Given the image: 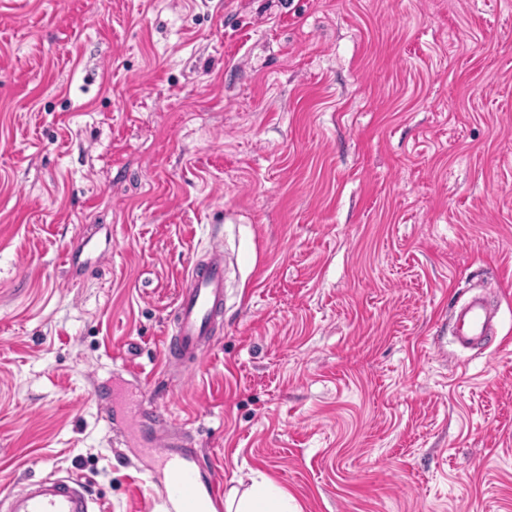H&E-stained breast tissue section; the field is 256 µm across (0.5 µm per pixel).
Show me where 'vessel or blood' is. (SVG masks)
<instances>
[{
  "mask_svg": "<svg viewBox=\"0 0 512 512\" xmlns=\"http://www.w3.org/2000/svg\"><path fill=\"white\" fill-rule=\"evenodd\" d=\"M226 260L222 247L188 269L187 284L171 314L172 332L163 345L165 361L190 370L208 350L217 324L224 317ZM498 303L475 297L453 312L455 340L461 346L487 343L496 336ZM183 433L164 427L149 434L148 454L165 470L162 506L165 512H222L223 500L208 488L200 469L176 456L185 447ZM0 512H96L85 482L69 475L47 474L0 497Z\"/></svg>",
  "mask_w": 512,
  "mask_h": 512,
  "instance_id": "vessel-or-blood-1",
  "label": "vessel or blood"
}]
</instances>
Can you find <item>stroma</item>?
Masks as SVG:
<instances>
[{
  "instance_id": "35a3bbf8",
  "label": "stroma",
  "mask_w": 512,
  "mask_h": 512,
  "mask_svg": "<svg viewBox=\"0 0 512 512\" xmlns=\"http://www.w3.org/2000/svg\"><path fill=\"white\" fill-rule=\"evenodd\" d=\"M235 254L201 364L191 262ZM500 300L496 354L453 342ZM222 491L512 512V0H0V492L152 512L129 397ZM225 274L224 251L218 245L207 252L205 260L189 267L186 287L171 314L172 333L163 345L169 366L192 370L202 362L224 317ZM499 311L498 302L486 297H474L453 312L456 342L465 347L474 343L486 344L497 336L494 319ZM86 482L70 475L47 474L1 496L5 512H96Z\"/></svg>"
}]
</instances>
